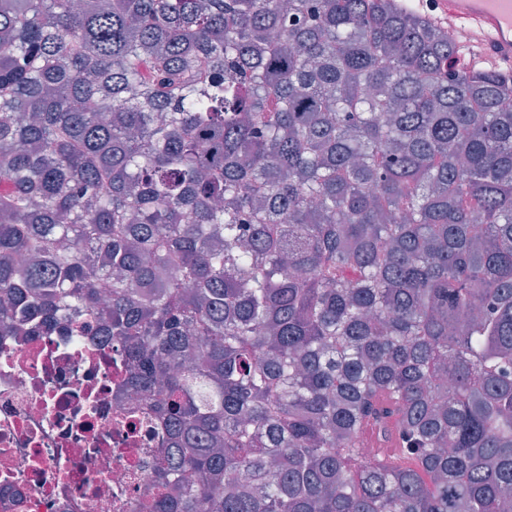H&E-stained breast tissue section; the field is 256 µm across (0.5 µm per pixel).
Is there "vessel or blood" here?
I'll use <instances>...</instances> for the list:
<instances>
[{"label": "vessel or blood", "mask_w": 512, "mask_h": 512, "mask_svg": "<svg viewBox=\"0 0 512 512\" xmlns=\"http://www.w3.org/2000/svg\"><path fill=\"white\" fill-rule=\"evenodd\" d=\"M417 10L448 32L467 28L479 59L512 71V0H414Z\"/></svg>", "instance_id": "1"}]
</instances>
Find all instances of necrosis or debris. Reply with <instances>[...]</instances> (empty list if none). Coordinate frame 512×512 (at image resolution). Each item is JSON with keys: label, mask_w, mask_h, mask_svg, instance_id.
<instances>
[{"label": "necrosis or debris", "mask_w": 512, "mask_h": 512, "mask_svg": "<svg viewBox=\"0 0 512 512\" xmlns=\"http://www.w3.org/2000/svg\"><path fill=\"white\" fill-rule=\"evenodd\" d=\"M130 372L105 337L0 323V512H136L155 493L169 432Z\"/></svg>", "instance_id": "necrosis-or-debris-1"}]
</instances>
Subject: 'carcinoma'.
<instances>
[{"label": "carcinoma", "instance_id": "cac0c4a2", "mask_svg": "<svg viewBox=\"0 0 512 512\" xmlns=\"http://www.w3.org/2000/svg\"><path fill=\"white\" fill-rule=\"evenodd\" d=\"M460 54L400 0H0V319L122 345L140 512H512V73Z\"/></svg>", "mask_w": 512, "mask_h": 512}]
</instances>
